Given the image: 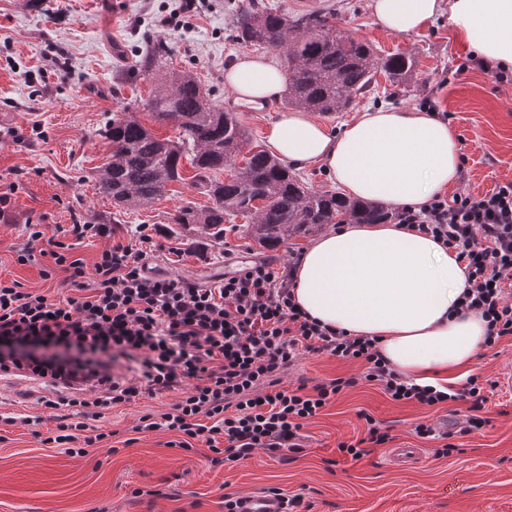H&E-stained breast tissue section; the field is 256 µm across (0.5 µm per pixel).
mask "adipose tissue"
I'll return each mask as SVG.
<instances>
[{
    "instance_id": "1",
    "label": "adipose tissue",
    "mask_w": 512,
    "mask_h": 512,
    "mask_svg": "<svg viewBox=\"0 0 512 512\" xmlns=\"http://www.w3.org/2000/svg\"><path fill=\"white\" fill-rule=\"evenodd\" d=\"M385 29L412 34L440 9L477 56L512 66V0H371ZM236 99L266 100L282 88L270 61L246 57L226 72ZM291 166L323 164L349 196L420 207L459 181V151L447 122L426 111L361 108L333 135L308 113L284 112L266 134ZM297 305L318 322L376 339L407 382L426 385L469 366L484 347L480 315L456 307L465 273L454 252L396 223L341 224L305 248L292 270Z\"/></svg>"
}]
</instances>
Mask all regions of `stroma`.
Here are the masks:
<instances>
[{
  "label": "stroma",
  "mask_w": 512,
  "mask_h": 512,
  "mask_svg": "<svg viewBox=\"0 0 512 512\" xmlns=\"http://www.w3.org/2000/svg\"><path fill=\"white\" fill-rule=\"evenodd\" d=\"M370 0H201L184 13L180 0H0V193L11 203L0 215V279L18 281L52 299L69 296L65 272L42 275V263L20 264L29 225L46 238L63 239L70 224H105L108 236L88 238L71 251L92 268L101 251L127 243L130 227L152 228L156 250L149 273L213 287L227 265L265 260L292 263L310 237L286 239L260 248L246 230L225 233L223 245L182 244L168 237L166 224L186 203L206 204L190 184L175 183L150 208L121 210L98 193L93 172L109 147L99 134L105 117L132 103L144 107L153 83L144 75L115 87L123 57L142 48L145 35L162 36L173 50L174 68L197 74L215 103L233 110L252 146H265L266 130L284 109L270 99L264 112L244 111L225 85L238 58L262 56L277 66L285 58L266 46L239 44L233 11L265 5L287 16L332 12L336 25L373 44L380 55L413 57L408 79L393 84L376 73L369 92L345 110L315 113L316 121L338 134L360 107L415 109L423 89L434 92L439 111L448 113L459 152L468 162L460 187L480 195L512 180V83H496L479 69L457 73L469 47L440 13L425 30L396 34L372 17ZM359 364L303 354L285 373L284 383L314 385L358 375ZM485 379L483 415L488 423L467 435L457 432L465 403L432 409L390 399L375 385L344 390L304 425V449L288 458L262 450L247 460L212 464L204 444L179 449L181 433L138 431L141 416L171 412L180 391L140 395L106 411L95 426L105 440L87 456L48 443L66 406L48 408L47 383L26 376L0 378V512H224L222 494L249 495L277 487L301 495L304 512H512V338L480 350L468 373ZM389 427L392 440L354 460L339 452L342 442L365 435V419ZM450 432L456 449L435 455L438 441L417 435L418 424ZM416 448V463L397 467L390 448Z\"/></svg>",
  "instance_id": "1"
}]
</instances>
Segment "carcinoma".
<instances>
[{"mask_svg": "<svg viewBox=\"0 0 512 512\" xmlns=\"http://www.w3.org/2000/svg\"><path fill=\"white\" fill-rule=\"evenodd\" d=\"M237 40L263 44L285 55L287 106L310 112H337L365 94L381 70L397 83L415 66L411 57L377 55L373 46L336 28L333 14L312 12L289 18L269 8L246 9L232 18ZM172 47L162 38H146L131 73L151 77L148 113L159 124L180 129L178 140L157 137L128 106L112 113L101 128L110 148L97 168L95 184L112 204L126 210L151 206L173 182L184 181L182 159L194 174L191 186L209 204L190 203L171 217L183 230L200 229L213 242H224V224L248 216V236L266 249L286 238L310 235L326 224H387L393 215L380 203L320 191L282 160L248 149L244 127L231 112L217 107L193 71L169 67ZM244 164L230 180L215 173L242 156Z\"/></svg>", "mask_w": 512, "mask_h": 512, "instance_id": "obj_1", "label": "carcinoma"}]
</instances>
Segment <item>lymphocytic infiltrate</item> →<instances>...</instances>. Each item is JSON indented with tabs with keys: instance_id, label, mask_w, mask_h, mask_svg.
I'll use <instances>...</instances> for the list:
<instances>
[{
	"instance_id": "1",
	"label": "lymphocytic infiltrate",
	"mask_w": 512,
	"mask_h": 512,
	"mask_svg": "<svg viewBox=\"0 0 512 512\" xmlns=\"http://www.w3.org/2000/svg\"><path fill=\"white\" fill-rule=\"evenodd\" d=\"M395 218L455 252L467 274L460 309L485 319L487 344L512 337V180L481 196L437 194L420 208L397 209ZM153 246L151 233H141L103 250L89 273L80 260L50 251L75 289L60 300L0 280V372L28 370L70 389L72 412L52 438L69 454L88 455L102 441L89 422L103 410L174 390L182 396L173 412L143 415L142 430L180 432V449L198 441L227 463L258 448L300 452L305 421L361 380L381 385L396 401H466L460 434L485 425L477 375L458 392L404 384L375 339L320 324L301 310L288 268L254 262L204 288L148 276L144 260ZM303 352L359 360L365 369L357 378L285 387L284 372ZM120 360L135 364V378H114Z\"/></svg>"
}]
</instances>
